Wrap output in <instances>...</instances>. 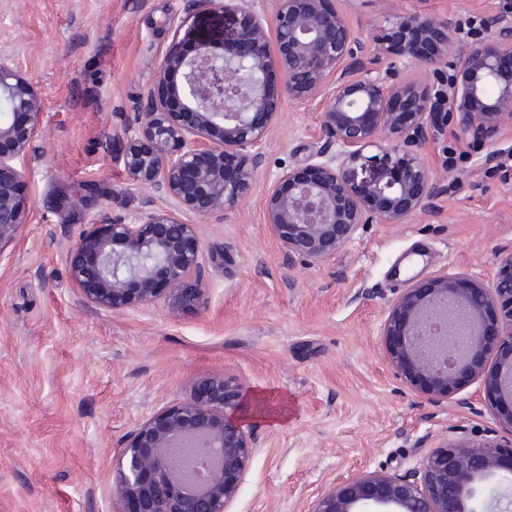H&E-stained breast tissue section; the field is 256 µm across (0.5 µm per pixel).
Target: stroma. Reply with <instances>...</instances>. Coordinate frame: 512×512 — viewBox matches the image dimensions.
<instances>
[{"instance_id":"1","label":"stroma","mask_w":512,"mask_h":512,"mask_svg":"<svg viewBox=\"0 0 512 512\" xmlns=\"http://www.w3.org/2000/svg\"><path fill=\"white\" fill-rule=\"evenodd\" d=\"M373 41L411 10L467 37L500 0H335ZM240 14L194 0H0V53L43 105L18 161L30 203L0 254V512H122L119 450L158 410L221 374L269 407L228 512H309L352 477L420 469L450 433L512 443L484 379L433 404L389 363L384 322L411 281L490 282L512 255V178L449 133L423 152L452 188L402 224H363L330 258L288 260L264 220L266 191L324 144L321 98L283 101L253 189L231 212L188 215L203 249L185 281L195 305L113 312L69 277L90 223L138 210L145 189L121 162L123 131L149 111L173 41L222 40Z\"/></svg>"}]
</instances>
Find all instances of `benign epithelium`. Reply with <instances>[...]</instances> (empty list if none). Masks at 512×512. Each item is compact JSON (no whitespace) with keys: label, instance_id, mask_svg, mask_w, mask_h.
Returning a JSON list of instances; mask_svg holds the SVG:
<instances>
[{"label":"benign epithelium","instance_id":"obj_1","mask_svg":"<svg viewBox=\"0 0 512 512\" xmlns=\"http://www.w3.org/2000/svg\"><path fill=\"white\" fill-rule=\"evenodd\" d=\"M453 72L438 56L454 43L446 20L398 11L373 48L356 35L334 0H201L243 14L224 42H202L186 56L167 49L153 83L154 105L125 131L122 154L132 180L150 189L141 208L94 224L77 240L69 273L85 302L135 310L164 298L173 310L199 291L182 287L202 260L195 224L182 214L232 210L253 187L261 146L283 98L323 97L321 128L336 152L313 153L269 188L265 224L288 260L323 261L360 224H403L448 194L423 150L454 129L474 148L495 143L512 124V0H501ZM386 54L432 75L426 86L390 82L377 68ZM282 75L279 93L268 74ZM0 251L25 223L16 167L42 112L32 82L0 56ZM393 139L390 149L382 141ZM168 206L159 208L154 196ZM489 284L448 274L415 281L384 326L390 362L409 385L438 403L467 378L488 375V394L512 431V257ZM496 368L486 373L490 360ZM263 407L216 375L190 399L157 412L120 448L115 487L126 512H227L238 496L255 440L247 417ZM512 482V448L449 436L405 474H361L322 493L309 512H479L489 481Z\"/></svg>","mask_w":512,"mask_h":512}]
</instances>
